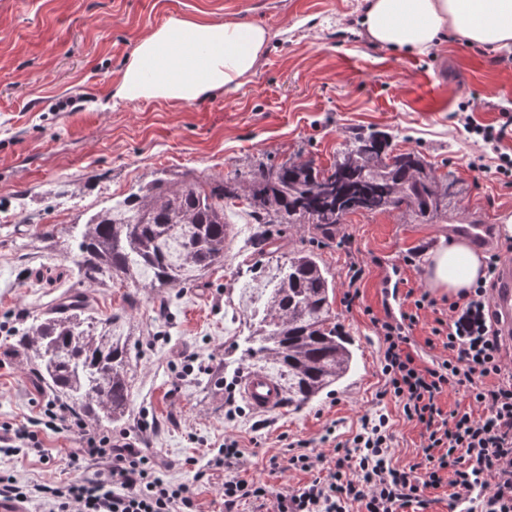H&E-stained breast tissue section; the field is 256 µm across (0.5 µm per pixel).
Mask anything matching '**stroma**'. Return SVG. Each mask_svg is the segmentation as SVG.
<instances>
[{
	"label": "stroma",
	"mask_w": 512,
	"mask_h": 512,
	"mask_svg": "<svg viewBox=\"0 0 512 512\" xmlns=\"http://www.w3.org/2000/svg\"><path fill=\"white\" fill-rule=\"evenodd\" d=\"M366 0H0V432L36 431L51 461L0 454V471L24 482L72 477L65 457L74 435L50 430L54 399L18 344L23 331L73 293L133 347L127 367L130 408L111 425L166 462V478L188 484L201 512H221L225 472L194 481L224 445L237 440L238 478L272 491L321 474L271 470L268 459L308 441L333 456L325 435L351 438L363 416L382 411L393 431L391 455L418 460L421 430L400 403L383 397L385 377L375 320L385 318L382 286L398 269L402 291L427 289V256L448 224H500L512 214V185L492 172L491 150L457 118L482 124L512 113V53L443 40L428 53L370 41L358 23ZM173 15L257 24L270 41L255 71L231 93L191 103L130 101L115 95L138 41ZM390 134L396 152L420 154L458 182V204L436 224L405 210L348 214L334 236L284 224L281 252L310 248L335 284L332 309L350 341L354 366L333 390L295 407L238 405L226 419V385H242L248 325L260 291L248 287L264 256L252 245L244 209L227 211L235 235L224 265L191 286L151 290L90 284L73 263L80 224L158 177L189 174L220 181L261 165L314 160L327 168L351 137ZM486 156V170L473 167ZM365 268L361 296L343 302L350 261Z\"/></svg>",
	"instance_id": "obj_1"
}]
</instances>
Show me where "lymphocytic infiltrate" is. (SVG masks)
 <instances>
[{
	"label": "lymphocytic infiltrate",
	"mask_w": 512,
	"mask_h": 512,
	"mask_svg": "<svg viewBox=\"0 0 512 512\" xmlns=\"http://www.w3.org/2000/svg\"><path fill=\"white\" fill-rule=\"evenodd\" d=\"M499 263V254H489L484 277L449 303L446 317L436 318L431 333L448 356L432 366L421 365L408 347V332L421 311L436 305L429 293L415 299L413 311L375 323L384 347L385 391L401 400L406 420L423 430L420 461L404 468L393 465L389 419L379 413L363 419L351 440L336 443L333 457L299 442L269 459L270 467L281 472L306 471L324 462L326 477L279 492L258 481L226 479L224 512H238L244 503L258 512H349L355 503L361 512H404L413 505L424 507L426 489L441 483L445 469L453 473V501L466 502L469 512H512V371L504 362L492 310ZM451 388L464 392L471 411L444 415L437 400ZM45 414L54 429L79 438L67 459L74 477L31 484L1 474V499L35 501L42 512H198L189 486L163 478L155 455L89 430L56 402L47 403ZM86 460L103 466L79 474Z\"/></svg>",
	"instance_id": "obj_1"
}]
</instances>
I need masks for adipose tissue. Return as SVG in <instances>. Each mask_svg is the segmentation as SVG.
<instances>
[{"label":"adipose tissue","mask_w":512,"mask_h":512,"mask_svg":"<svg viewBox=\"0 0 512 512\" xmlns=\"http://www.w3.org/2000/svg\"><path fill=\"white\" fill-rule=\"evenodd\" d=\"M361 23L374 43L424 53L451 33L471 44L512 51V0H368ZM270 35L259 25L170 17L143 37L128 57L116 90L128 100L193 102L237 90L250 76ZM484 262L465 242L433 250L430 288L465 295Z\"/></svg>","instance_id":"adipose-tissue-1"}]
</instances>
